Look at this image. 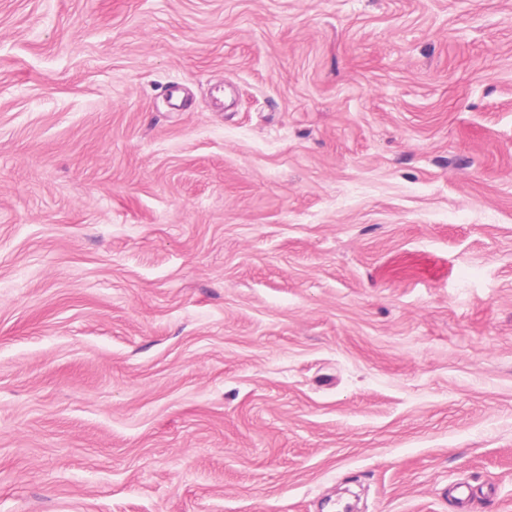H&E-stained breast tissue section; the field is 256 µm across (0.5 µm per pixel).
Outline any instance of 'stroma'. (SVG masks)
Masks as SVG:
<instances>
[{"label": "stroma", "mask_w": 512, "mask_h": 512, "mask_svg": "<svg viewBox=\"0 0 512 512\" xmlns=\"http://www.w3.org/2000/svg\"><path fill=\"white\" fill-rule=\"evenodd\" d=\"M344 491L512 512V0H0V512Z\"/></svg>", "instance_id": "obj_1"}]
</instances>
